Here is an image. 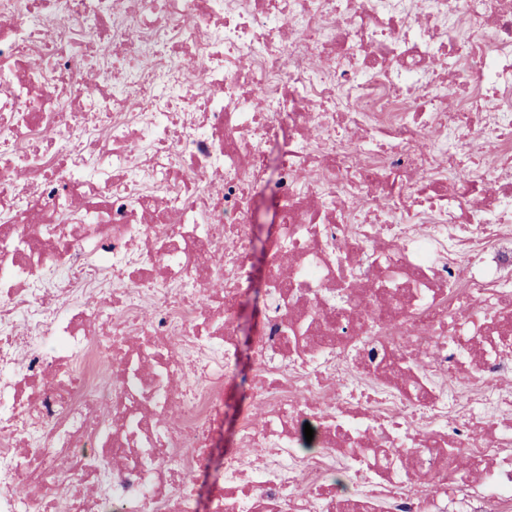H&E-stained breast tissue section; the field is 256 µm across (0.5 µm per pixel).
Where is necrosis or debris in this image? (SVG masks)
<instances>
[{
  "label": "necrosis or debris",
  "instance_id": "necrosis-or-debris-1",
  "mask_svg": "<svg viewBox=\"0 0 512 512\" xmlns=\"http://www.w3.org/2000/svg\"><path fill=\"white\" fill-rule=\"evenodd\" d=\"M267 193L212 512H512V0H0V512H195ZM271 219V214H268L264 209H262L256 217V224L254 228V262L257 267L256 280L253 285V288L248 294L247 302L240 308V330L242 335H248L250 333V322L253 310L255 307H258L262 304L263 301V292L260 290L262 288L260 286L259 277H260V268L261 262L266 250L267 245V224Z\"/></svg>",
  "mask_w": 512,
  "mask_h": 512
}]
</instances>
